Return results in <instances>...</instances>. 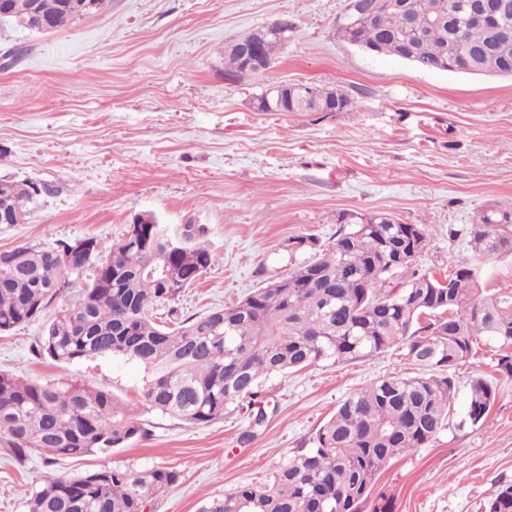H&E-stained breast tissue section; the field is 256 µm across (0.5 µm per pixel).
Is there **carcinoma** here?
Listing matches in <instances>:
<instances>
[{
    "label": "carcinoma",
    "instance_id": "carcinoma-1",
    "mask_svg": "<svg viewBox=\"0 0 512 512\" xmlns=\"http://www.w3.org/2000/svg\"><path fill=\"white\" fill-rule=\"evenodd\" d=\"M9 18L55 31L107 8L81 9L83 0H7ZM469 0H406L386 10L379 0H348L350 40L376 54L437 62L443 70L512 75V9L492 32L465 24ZM286 40L268 36L262 51L276 62ZM230 80L261 76L224 50ZM284 112H347L349 93L334 95L297 83ZM17 182H0V204L29 212ZM339 218L332 245L309 235L310 256L232 306L190 315L172 325L153 312L170 304L207 271L214 255L205 227L186 224L187 241L167 244L163 224H130L102 255L94 237L89 258L68 269L55 248L19 246L0 255V334L40 320L65 295L72 277L86 276L74 302L54 313L33 347L61 366L103 356L144 367L133 404L69 376L42 382L0 370V445L20 461L44 451L79 460L109 455L146 434L136 409L154 410L193 424L242 411L254 425L266 420L258 400L264 378L321 361L349 362L398 346L425 373L373 381L345 399L319 429L314 446L279 464L264 484L247 483L205 502L198 512H392L391 498L373 494L378 473L401 453L425 447L449 425L456 385L451 369L469 359L477 339L498 352L496 370L512 377V288L487 289L479 264L512 259V202L480 212L469 231L473 261L440 278L418 268L425 224H393L387 213ZM495 400L491 381L469 384L465 422L477 426ZM166 467L143 471L109 467L73 478L43 475L23 501V512H145L159 493L179 482ZM486 512H512V485Z\"/></svg>",
    "mask_w": 512,
    "mask_h": 512
}]
</instances>
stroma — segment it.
Here are the masks:
<instances>
[{"label":"stroma","instance_id":"35a3bbf8","mask_svg":"<svg viewBox=\"0 0 512 512\" xmlns=\"http://www.w3.org/2000/svg\"><path fill=\"white\" fill-rule=\"evenodd\" d=\"M346 0H112L50 34L0 19V182L57 185L21 224H0V251L60 240L119 239L134 216L170 228L202 224L215 262L182 294L180 316L239 302L287 276L289 238L336 237L339 216L383 212L425 224L419 263L435 275L468 262L479 212L512 199V78L425 71L341 40ZM288 19V41L266 75L224 77V48ZM349 91L348 112H256L272 83ZM33 322L0 335V370L41 381L70 374L135 401L143 368L99 357L60 367L34 354ZM488 345L452 370L459 390L476 375L496 385L484 422L460 426L464 401L427 447L392 458L378 488L393 512H484L512 484V379ZM402 350L347 363L324 361L264 384L267 418L241 413L191 424L155 411L146 437L83 464L43 455L17 461L0 447V512H21L45 473L69 478L108 466L174 469L180 481L147 512H198L206 500L314 445L338 406L362 386L419 374ZM250 441H242L246 431Z\"/></svg>","mask_w":512,"mask_h":512}]
</instances>
